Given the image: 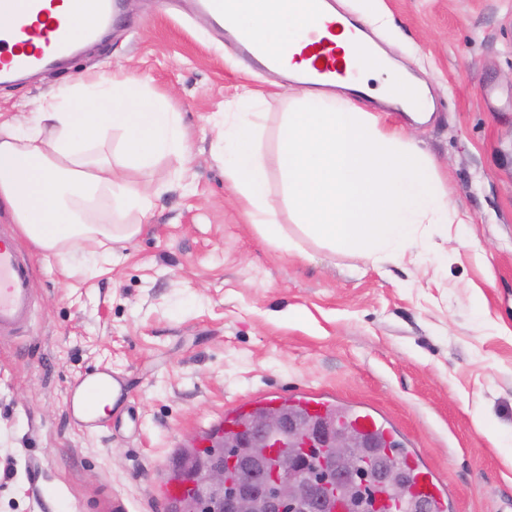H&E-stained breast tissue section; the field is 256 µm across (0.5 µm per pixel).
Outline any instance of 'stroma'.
Here are the masks:
<instances>
[{
    "label": "stroma",
    "mask_w": 512,
    "mask_h": 512,
    "mask_svg": "<svg viewBox=\"0 0 512 512\" xmlns=\"http://www.w3.org/2000/svg\"><path fill=\"white\" fill-rule=\"evenodd\" d=\"M371 25L436 108L403 125L467 221L443 265L381 268L332 253L288 217L276 128L295 87L196 14L194 0H123L108 37L62 73L0 84L21 117L78 77L137 75L187 131L155 165L163 192L135 239L70 267L24 235L36 317L0 340V512H173L163 490L226 411L316 394L384 421L448 490V512H512V0H380ZM259 90L269 201L301 254L249 223L224 179L217 135L241 84ZM103 366L123 402L85 430L68 389ZM503 438L493 446L473 411Z\"/></svg>",
    "instance_id": "obj_1"
}]
</instances>
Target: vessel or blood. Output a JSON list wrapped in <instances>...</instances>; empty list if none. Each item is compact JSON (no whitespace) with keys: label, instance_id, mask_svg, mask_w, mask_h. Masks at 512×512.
Masks as SVG:
<instances>
[{"label":"vessel or blood","instance_id":"b4317fda","mask_svg":"<svg viewBox=\"0 0 512 512\" xmlns=\"http://www.w3.org/2000/svg\"><path fill=\"white\" fill-rule=\"evenodd\" d=\"M72 0H0V10L11 13L15 23L0 28V78L17 75L52 65L57 60L77 53L80 42L97 38L100 30L111 25L122 8L121 0H95L96 21L83 32H75L72 25ZM197 10L216 30L226 31L232 40L253 57L262 59L267 67L285 65L283 54L270 50L258 40L249 27L242 24L227 0H197ZM326 37L308 31L301 47L302 57L308 61L300 76L304 84L329 82L345 78L347 61L339 53L333 40L345 25L338 18H324ZM32 264L19 251L13 229L0 225V339L19 334L32 317ZM107 369L85 372L70 388L69 400L89 397L103 388ZM403 458L415 471V492L428 498L435 512H445L447 495L431 476L421 468L413 453Z\"/></svg>","mask_w":512,"mask_h":512}]
</instances>
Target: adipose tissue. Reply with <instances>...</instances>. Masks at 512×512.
Returning <instances> with one entry per match:
<instances>
[{
  "label": "adipose tissue",
  "instance_id": "ef3b65f1",
  "mask_svg": "<svg viewBox=\"0 0 512 512\" xmlns=\"http://www.w3.org/2000/svg\"><path fill=\"white\" fill-rule=\"evenodd\" d=\"M255 35L274 49L301 37L307 0H237ZM336 42L357 61L348 83L380 80L381 98L405 109L422 106L417 86L348 34ZM133 74L65 87L24 120L0 121V208L42 251L133 240L142 231L128 214L146 215L158 188L143 174L158 158L181 157L187 132L179 113L141 92ZM119 132L117 147L107 138ZM249 112H228L219 138L224 177L262 235L287 251L269 203L268 173ZM284 200L294 224L331 252L355 253L372 266L406 254L447 260L441 244L459 223L437 166L401 130L376 113L323 89L292 98L277 129Z\"/></svg>",
  "mask_w": 512,
  "mask_h": 512
}]
</instances>
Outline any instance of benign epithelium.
Wrapping results in <instances>:
<instances>
[{"mask_svg": "<svg viewBox=\"0 0 512 512\" xmlns=\"http://www.w3.org/2000/svg\"><path fill=\"white\" fill-rule=\"evenodd\" d=\"M222 443L235 449L229 464L249 470L234 496L224 497V462H215L193 475L196 488L206 494V512H343L337 502L335 480L317 479L310 468V449H320L321 468L361 466L372 441L340 431L336 418L312 421L285 404L266 406L253 414L245 434L224 432ZM272 467L254 477L250 466L256 455Z\"/></svg>", "mask_w": 512, "mask_h": 512, "instance_id": "benign-epithelium-1", "label": "benign epithelium"}]
</instances>
